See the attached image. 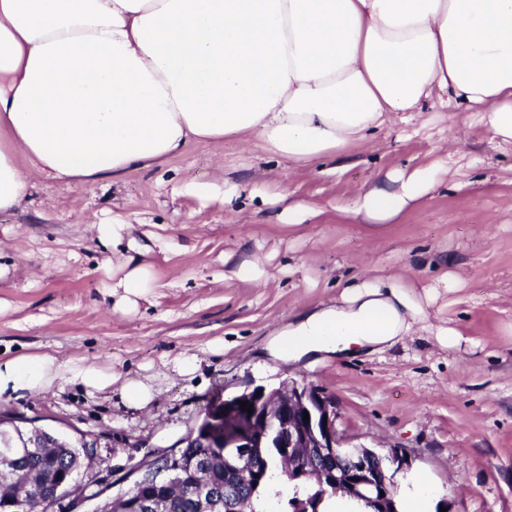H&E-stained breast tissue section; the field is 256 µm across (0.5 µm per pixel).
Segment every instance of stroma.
I'll return each instance as SVG.
<instances>
[{
  "label": "stroma",
  "instance_id": "stroma-1",
  "mask_svg": "<svg viewBox=\"0 0 512 512\" xmlns=\"http://www.w3.org/2000/svg\"><path fill=\"white\" fill-rule=\"evenodd\" d=\"M422 120L349 148L333 174L257 160L228 139L115 182L35 180L24 206L0 214V358L46 353L114 382L92 392L62 381L1 400L0 416L92 443L74 482L116 494L132 487L131 465L186 436L211 399L304 381L335 398L349 445L411 450L413 474L447 512H512V150L491 143L471 112L436 105ZM444 136L464 151L419 206L375 232L338 214L375 175L432 160ZM220 173L245 190L275 183L322 213L285 224L279 205L246 194L236 212L185 192ZM115 216L127 224L117 244L94 228ZM127 256L149 264L151 287L120 313L111 291ZM245 259L260 261L268 284L227 279ZM392 276L410 284L422 329L376 352L269 357L268 343L305 310L335 303L351 282ZM448 328L459 347L441 344ZM198 353L195 373L172 371ZM130 379L152 385L147 407L123 398Z\"/></svg>",
  "mask_w": 512,
  "mask_h": 512
}]
</instances>
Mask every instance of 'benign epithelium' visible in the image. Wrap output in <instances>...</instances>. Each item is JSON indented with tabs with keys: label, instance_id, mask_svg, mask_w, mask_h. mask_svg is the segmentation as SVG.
I'll return each instance as SVG.
<instances>
[{
	"label": "benign epithelium",
	"instance_id": "1",
	"mask_svg": "<svg viewBox=\"0 0 512 512\" xmlns=\"http://www.w3.org/2000/svg\"><path fill=\"white\" fill-rule=\"evenodd\" d=\"M253 405V413L242 410L240 402ZM338 413L335 401L321 389L307 383L291 382L273 389L255 387L223 399L217 397L207 406L203 419L181 440L186 446L200 442L213 454L224 459V466L237 462L240 474L249 473L253 449L263 447L265 440L281 451L288 461V474H299L320 486L328 485L338 491H352L368 496L374 512H397L390 487L396 477L411 468V453L405 449H392L381 455L364 446L347 447L336 426ZM0 435L14 436L15 442H6L0 456L10 460L13 470L27 471L29 457L56 448L64 441L37 426L22 428L14 420L0 419ZM165 459L166 467L155 463ZM178 452L170 449L146 457L130 470L134 484L147 485L155 492L136 498L127 492L108 495L109 487H99L85 493L72 481V469L47 486L38 508L47 512L54 501L62 496L70 498L72 512H86V503L93 501L91 512H103L112 500L122 502L120 512H159L178 481L171 474L179 471ZM195 500L207 512H223L226 498L199 478L193 479Z\"/></svg>",
	"mask_w": 512,
	"mask_h": 512
}]
</instances>
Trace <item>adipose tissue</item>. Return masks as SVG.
I'll return each instance as SVG.
<instances>
[{"mask_svg":"<svg viewBox=\"0 0 512 512\" xmlns=\"http://www.w3.org/2000/svg\"><path fill=\"white\" fill-rule=\"evenodd\" d=\"M446 96L512 146V0H0V212L34 180H119L234 137L295 165L370 143L398 113ZM441 158L376 176L347 215L396 222L437 184ZM425 318L403 283L366 278L274 339L278 358L348 354ZM50 355L0 360V399L65 377Z\"/></svg>","mask_w":512,"mask_h":512,"instance_id":"obj_1","label":"adipose tissue"}]
</instances>
